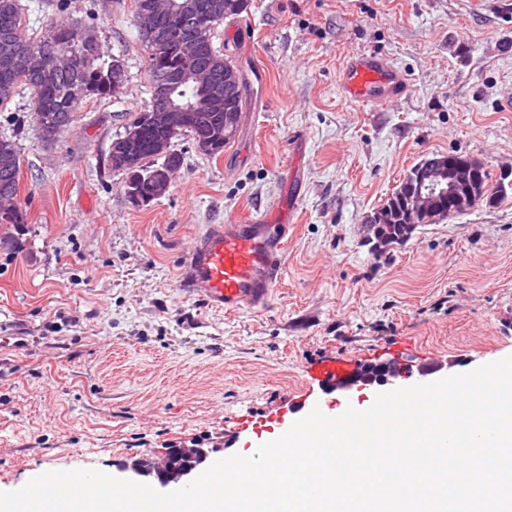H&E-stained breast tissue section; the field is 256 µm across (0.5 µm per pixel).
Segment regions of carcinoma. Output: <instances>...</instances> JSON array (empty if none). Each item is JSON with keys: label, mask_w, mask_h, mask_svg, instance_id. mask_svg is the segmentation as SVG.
<instances>
[{"label": "carcinoma", "mask_w": 512, "mask_h": 512, "mask_svg": "<svg viewBox=\"0 0 512 512\" xmlns=\"http://www.w3.org/2000/svg\"><path fill=\"white\" fill-rule=\"evenodd\" d=\"M168 0H134L133 15L143 9L159 14L168 12ZM224 22V13L214 12L208 20L187 33L173 27L154 44L142 42L150 76V88L166 73L195 75L200 68L224 78L221 51L213 43L216 28ZM95 34L92 26L77 22H52L41 35H28L22 27L19 0H0V106L27 90L31 95L33 122L40 137L54 139L61 128L74 119V113L87 99L112 97L111 85L101 76L108 62L91 54L87 37ZM177 101H185L189 111L183 122L170 129L157 122L146 130L142 151L147 159L142 172L147 174L164 168L158 155H152L150 142L156 138L175 140L181 136L210 140L217 156L224 151V108L208 90L194 79L185 82L175 93ZM6 161L0 163V249L11 252L18 241L10 228L26 223L25 211L18 205L20 149L11 137L0 139ZM405 229L395 219L384 226L383 245L403 241Z\"/></svg>", "instance_id": "carcinoma-1"}]
</instances>
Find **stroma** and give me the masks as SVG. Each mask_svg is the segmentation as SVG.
Segmentation results:
<instances>
[{"mask_svg":"<svg viewBox=\"0 0 512 512\" xmlns=\"http://www.w3.org/2000/svg\"><path fill=\"white\" fill-rule=\"evenodd\" d=\"M21 0L26 34L92 22L119 58L115 98L82 103L43 141L29 97L0 107L21 153L27 222L0 250V491L50 470L121 476L195 441L244 454L288 414L307 367L341 355L450 361L443 376L512 356V195L419 227L384 255L366 219L421 160L451 152L497 181L512 172V0H249L214 45L238 68L246 111L223 153L191 137L166 194L135 206L107 165L128 113L150 100L132 0ZM378 51L406 94L370 110L340 69ZM286 225L265 308L227 314L180 286L206 225L249 214Z\"/></svg>","mask_w":512,"mask_h":512,"instance_id":"obj_1","label":"stroma"}]
</instances>
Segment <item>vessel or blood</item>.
I'll return each instance as SVG.
<instances>
[{
  "instance_id": "1",
  "label": "vessel or blood",
  "mask_w": 512,
  "mask_h": 512,
  "mask_svg": "<svg viewBox=\"0 0 512 512\" xmlns=\"http://www.w3.org/2000/svg\"><path fill=\"white\" fill-rule=\"evenodd\" d=\"M408 74L375 53L350 56L341 72L346 98L354 103L385 106L405 94ZM286 227L259 215L247 222L212 224L195 240L182 272L186 293L227 312L264 307L285 267ZM362 360L341 356L312 365L310 381L324 387L320 408L341 414L360 386Z\"/></svg>"
}]
</instances>
